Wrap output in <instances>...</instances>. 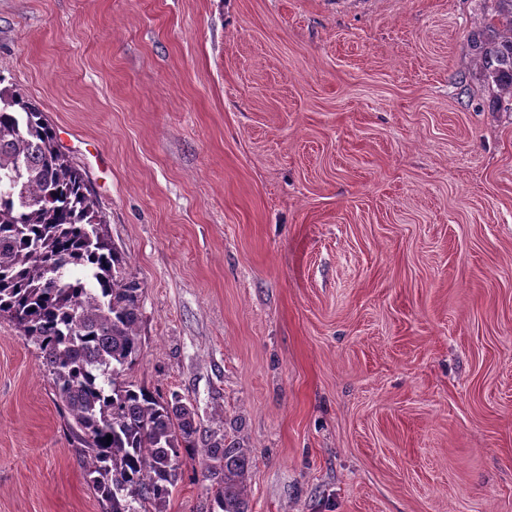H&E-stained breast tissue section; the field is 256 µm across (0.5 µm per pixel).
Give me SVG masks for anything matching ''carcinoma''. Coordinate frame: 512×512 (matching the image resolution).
<instances>
[{
    "instance_id": "carcinoma-1",
    "label": "carcinoma",
    "mask_w": 512,
    "mask_h": 512,
    "mask_svg": "<svg viewBox=\"0 0 512 512\" xmlns=\"http://www.w3.org/2000/svg\"><path fill=\"white\" fill-rule=\"evenodd\" d=\"M499 16L509 36L474 44L488 77L512 89V0H499ZM124 263L44 112L0 89V317L43 354L103 512H166L180 451L195 447L196 411L121 380L141 352L143 294ZM202 463L205 512H249L252 460L239 443L210 439Z\"/></svg>"
}]
</instances>
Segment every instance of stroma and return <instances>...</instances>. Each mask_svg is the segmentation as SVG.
Segmentation results:
<instances>
[{"label":"stroma","instance_id":"1","mask_svg":"<svg viewBox=\"0 0 512 512\" xmlns=\"http://www.w3.org/2000/svg\"><path fill=\"white\" fill-rule=\"evenodd\" d=\"M497 0H0V75L143 289L125 381L252 457L249 512H512ZM0 318V512H103ZM167 512H200L201 448Z\"/></svg>","mask_w":512,"mask_h":512}]
</instances>
